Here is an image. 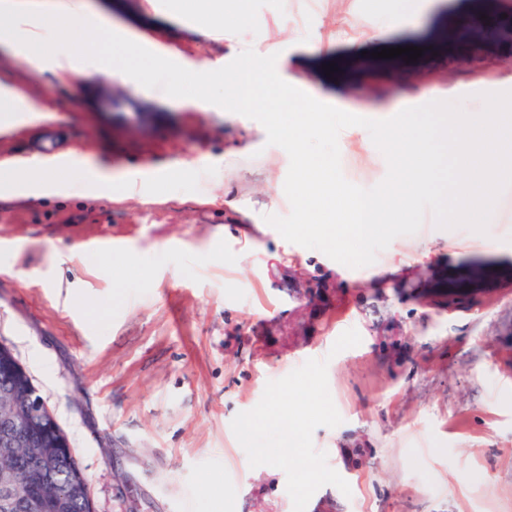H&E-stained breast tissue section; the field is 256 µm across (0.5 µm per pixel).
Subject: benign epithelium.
<instances>
[{
    "label": "benign epithelium",
    "mask_w": 512,
    "mask_h": 512,
    "mask_svg": "<svg viewBox=\"0 0 512 512\" xmlns=\"http://www.w3.org/2000/svg\"><path fill=\"white\" fill-rule=\"evenodd\" d=\"M3 443L37 449L69 447L60 438V426L34 384H29L18 412L0 415V445ZM48 480L49 462L44 455L30 461L21 486L15 484L10 470L0 469V512H50L44 493Z\"/></svg>",
    "instance_id": "1"
}]
</instances>
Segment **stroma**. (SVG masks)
Instances as JSON below:
<instances>
[{"mask_svg":"<svg viewBox=\"0 0 512 512\" xmlns=\"http://www.w3.org/2000/svg\"><path fill=\"white\" fill-rule=\"evenodd\" d=\"M85 0L88 13L173 60L220 68L276 55L284 81L343 55L335 107L387 119L512 76V0ZM473 20L463 30L461 15ZM356 22L362 38L336 34ZM440 29L437 52L378 58ZM0 82L34 107L0 161L61 155L62 190L0 189V344L54 411L95 512H512V187L487 247L466 227L392 240L350 268L284 240L289 157L261 123L149 90L121 68L66 81L0 47ZM344 177L387 163L339 135ZM112 170V189L86 166ZM139 171L132 188L125 172ZM475 284L450 310L437 283Z\"/></svg>","mask_w":512,"mask_h":512,"instance_id":"35a3bbf8","label":"stroma"}]
</instances>
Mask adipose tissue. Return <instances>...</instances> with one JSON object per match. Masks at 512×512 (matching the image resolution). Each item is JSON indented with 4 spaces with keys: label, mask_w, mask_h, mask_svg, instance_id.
Here are the masks:
<instances>
[{
    "label": "adipose tissue",
    "mask_w": 512,
    "mask_h": 512,
    "mask_svg": "<svg viewBox=\"0 0 512 512\" xmlns=\"http://www.w3.org/2000/svg\"><path fill=\"white\" fill-rule=\"evenodd\" d=\"M7 17L9 24L0 27V42L24 56L30 64H50L59 80H67L73 73L92 71L111 75L113 64L123 69L138 81H148L156 60L144 56L138 49L136 37H123V50L113 48V33L110 24L101 18L88 15L81 0H63L60 6L43 9L28 7L24 0H0V17ZM94 25L99 36L94 45L75 41L67 27L68 22ZM52 39V49H44L45 39ZM66 164L51 158L31 157L0 163V187H36V175L52 173L62 178Z\"/></svg>",
    "instance_id": "ef3b65f1"
}]
</instances>
